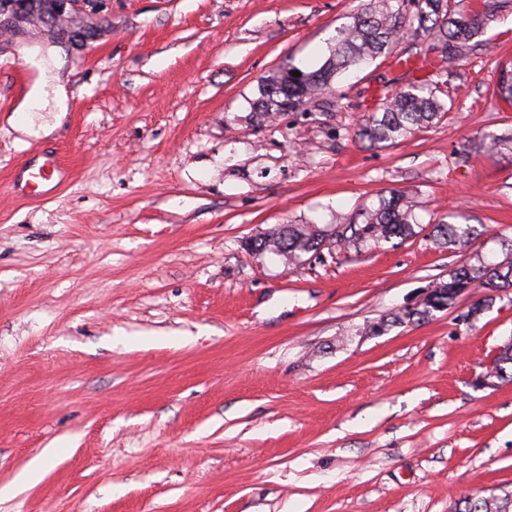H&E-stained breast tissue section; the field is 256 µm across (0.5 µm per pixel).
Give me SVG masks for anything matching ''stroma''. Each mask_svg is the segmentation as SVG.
<instances>
[{
	"instance_id": "stroma-1",
	"label": "stroma",
	"mask_w": 512,
	"mask_h": 512,
	"mask_svg": "<svg viewBox=\"0 0 512 512\" xmlns=\"http://www.w3.org/2000/svg\"><path fill=\"white\" fill-rule=\"evenodd\" d=\"M367 2L107 0L84 51L0 49V487L47 458L0 512H455L512 493V381L476 383L512 340V293L371 331L464 262L512 260V107L493 94L512 0L462 60L414 75L381 57L295 111L251 108ZM415 81L448 113L360 140ZM37 85L40 138L10 121ZM48 155L67 174L31 193ZM390 190L414 235L338 242ZM459 212L478 237L438 247ZM283 224L326 242L294 264L252 250Z\"/></svg>"
}]
</instances>
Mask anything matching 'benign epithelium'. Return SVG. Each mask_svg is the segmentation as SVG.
<instances>
[{
    "mask_svg": "<svg viewBox=\"0 0 512 512\" xmlns=\"http://www.w3.org/2000/svg\"><path fill=\"white\" fill-rule=\"evenodd\" d=\"M104 0H0V35H14L24 16L40 15V33L54 44L84 49L112 23L103 14Z\"/></svg>",
    "mask_w": 512,
    "mask_h": 512,
    "instance_id": "1",
    "label": "benign epithelium"
}]
</instances>
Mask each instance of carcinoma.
Listing matches in <instances>:
<instances>
[{"mask_svg": "<svg viewBox=\"0 0 512 512\" xmlns=\"http://www.w3.org/2000/svg\"><path fill=\"white\" fill-rule=\"evenodd\" d=\"M504 0H483L480 9L469 8L466 0H414L411 14L394 9L390 0H376L374 5L353 17V22L336 30L330 56L317 70L292 76L287 67L277 75L261 80L259 97L253 110L262 116L292 111L329 89L332 80L351 67H359L382 55H389L403 35L405 26L417 28L434 37L444 62H453L470 52L474 39L497 16ZM496 94L512 103V66L499 71ZM448 107L426 83L412 82L394 91L382 111L369 115L360 125L357 135L372 145L398 143L416 130L427 128L447 114ZM361 223L349 224L341 237L344 241L380 244L394 238L402 240L415 234L413 204L404 195L390 192L379 198L375 207H364L359 213ZM437 245L448 249L460 248L472 240L473 231L467 224L442 222L431 230ZM321 231L307 225L299 228H276L266 237L254 241L260 252L279 250L288 259L300 253L317 251L323 242ZM459 288H500L512 291V261L504 265L464 263L449 273L448 281L432 290L433 303L422 305L414 320L419 322L433 312L451 307ZM500 380H512V342L502 346L497 359ZM464 512H512V497H476L466 502Z\"/></svg>", "mask_w": 512, "mask_h": 512, "instance_id": "carcinoma-1", "label": "carcinoma"}]
</instances>
